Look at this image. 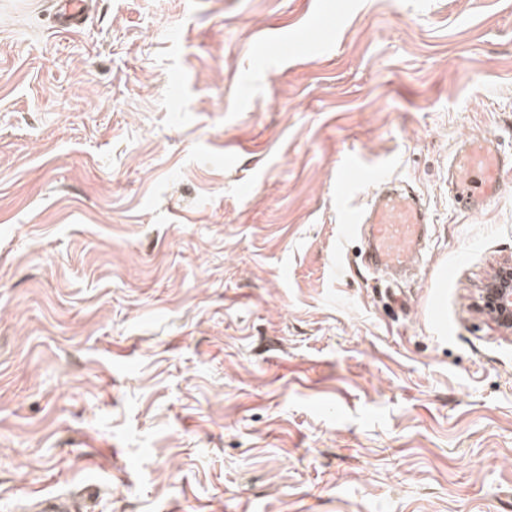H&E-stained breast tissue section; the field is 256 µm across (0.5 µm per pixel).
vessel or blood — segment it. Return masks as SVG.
<instances>
[{
  "mask_svg": "<svg viewBox=\"0 0 512 512\" xmlns=\"http://www.w3.org/2000/svg\"><path fill=\"white\" fill-rule=\"evenodd\" d=\"M92 7L93 0H53L51 17L56 30H80ZM450 171L455 204L468 211L482 210L501 197L506 178L512 175V155L492 141L465 139L451 158ZM355 178L372 183L375 191L366 207L345 215L344 232L368 225L365 263L371 270H399L411 264L429 222L418 195L407 184L362 168Z\"/></svg>",
  "mask_w": 512,
  "mask_h": 512,
  "instance_id": "vessel-or-blood-1",
  "label": "vessel or blood"
}]
</instances>
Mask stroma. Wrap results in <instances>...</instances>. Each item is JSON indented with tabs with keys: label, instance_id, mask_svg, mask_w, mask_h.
Masks as SVG:
<instances>
[{
	"label": "stroma",
	"instance_id": "1",
	"mask_svg": "<svg viewBox=\"0 0 512 512\" xmlns=\"http://www.w3.org/2000/svg\"><path fill=\"white\" fill-rule=\"evenodd\" d=\"M512 0H0V512H512ZM420 194L363 263L350 164ZM53 7L51 17L58 32L73 33L80 30L92 7V0H54L47 2ZM452 198L468 211L485 209L498 200L512 172V155L489 140H462L451 158ZM350 176L362 182H371L376 189L367 203L347 213L343 230L353 233L358 224H368L366 266L373 271L399 270L411 264L423 238L426 237L429 216L416 192L403 182L389 179L384 174L354 167ZM494 282L480 289L477 308L500 331L512 334V260L497 267Z\"/></svg>",
	"mask_w": 512,
	"mask_h": 512
}]
</instances>
